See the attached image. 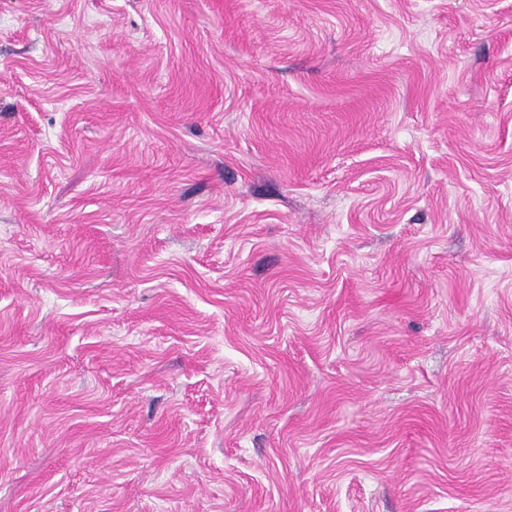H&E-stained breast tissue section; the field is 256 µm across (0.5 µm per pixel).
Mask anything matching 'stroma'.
<instances>
[{
    "instance_id": "stroma-1",
    "label": "stroma",
    "mask_w": 512,
    "mask_h": 512,
    "mask_svg": "<svg viewBox=\"0 0 512 512\" xmlns=\"http://www.w3.org/2000/svg\"><path fill=\"white\" fill-rule=\"evenodd\" d=\"M0 512H512V0H0Z\"/></svg>"
}]
</instances>
